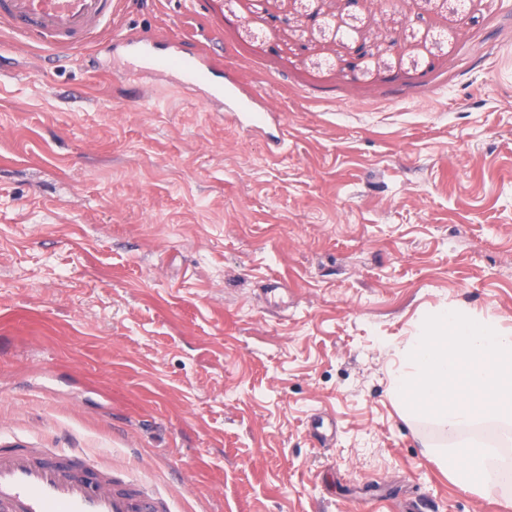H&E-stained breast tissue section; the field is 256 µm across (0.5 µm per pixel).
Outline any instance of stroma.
Segmentation results:
<instances>
[{
	"label": "stroma",
	"instance_id": "obj_1",
	"mask_svg": "<svg viewBox=\"0 0 512 512\" xmlns=\"http://www.w3.org/2000/svg\"><path fill=\"white\" fill-rule=\"evenodd\" d=\"M255 2L112 25L261 95L278 157L198 89L125 101L110 30L51 64L0 43V441L84 449L174 512H512L391 396L427 316L512 332V0H373L404 50L352 72L306 0H263L277 27Z\"/></svg>",
	"mask_w": 512,
	"mask_h": 512
}]
</instances>
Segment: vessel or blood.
Here are the masks:
<instances>
[{"label": "vessel or blood", "instance_id": "b4317fda", "mask_svg": "<svg viewBox=\"0 0 512 512\" xmlns=\"http://www.w3.org/2000/svg\"><path fill=\"white\" fill-rule=\"evenodd\" d=\"M115 6V0H0V31L55 55L91 43ZM121 45L133 60L129 79L206 87L211 111L242 132L262 135L271 151L283 149L282 115L240 88L212 84L206 60L126 39ZM173 502L171 492L83 449L0 443V512H169Z\"/></svg>", "mask_w": 512, "mask_h": 512}]
</instances>
